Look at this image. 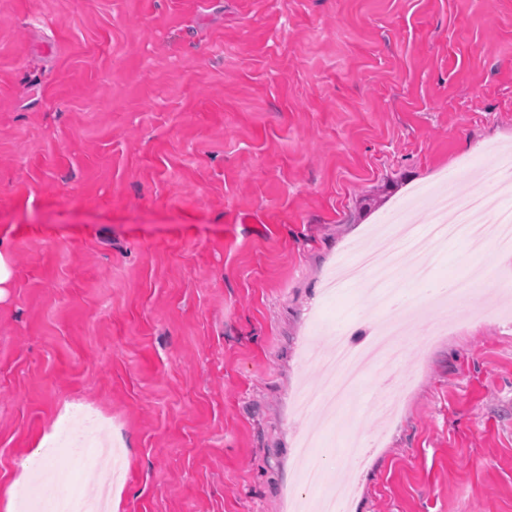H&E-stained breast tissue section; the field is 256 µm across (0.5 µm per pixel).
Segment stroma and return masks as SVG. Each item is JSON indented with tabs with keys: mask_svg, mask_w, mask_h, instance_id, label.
Here are the masks:
<instances>
[{
	"mask_svg": "<svg viewBox=\"0 0 512 512\" xmlns=\"http://www.w3.org/2000/svg\"><path fill=\"white\" fill-rule=\"evenodd\" d=\"M512 144V0H0V512H291L329 272ZM406 349L352 512H512V317Z\"/></svg>",
	"mask_w": 512,
	"mask_h": 512,
	"instance_id": "obj_1",
	"label": "stroma"
}]
</instances>
